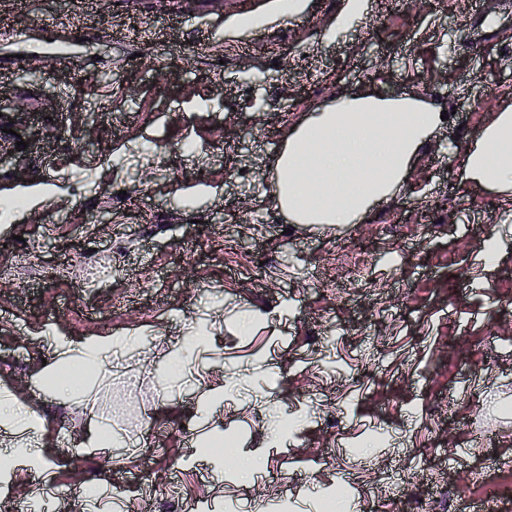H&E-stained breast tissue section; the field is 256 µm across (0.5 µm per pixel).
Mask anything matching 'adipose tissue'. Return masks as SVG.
I'll return each instance as SVG.
<instances>
[{
	"mask_svg": "<svg viewBox=\"0 0 512 512\" xmlns=\"http://www.w3.org/2000/svg\"><path fill=\"white\" fill-rule=\"evenodd\" d=\"M440 112L409 95L357 91L326 103L290 133L277 156L275 200L295 224H359L373 207L401 189L411 160L442 127ZM461 181L495 192L512 191V108L496 112L480 141L467 149ZM112 346L105 341L54 343L52 361L35 371L37 387L71 396L83 380L66 381L65 369L100 372ZM0 429L7 436L8 467H38L44 445L38 420L0 395Z\"/></svg>",
	"mask_w": 512,
	"mask_h": 512,
	"instance_id": "adipose-tissue-1",
	"label": "adipose tissue"
}]
</instances>
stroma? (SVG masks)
I'll return each mask as SVG.
<instances>
[{
    "label": "stroma",
    "instance_id": "1",
    "mask_svg": "<svg viewBox=\"0 0 512 512\" xmlns=\"http://www.w3.org/2000/svg\"><path fill=\"white\" fill-rule=\"evenodd\" d=\"M0 0V389L38 417L65 512L111 488L165 512H433L498 497L512 512V193L462 186L465 146L512 105V0ZM73 26L55 28L61 14ZM152 28L153 41L135 39ZM420 97L450 117L365 222L290 224L273 166L292 128L352 90ZM106 102L95 115L86 103ZM26 148H17V140ZM122 265L123 279L112 269ZM108 339L74 403L29 382L56 339ZM480 396L457 389L467 373ZM223 389V447L195 413ZM107 419L139 445L82 447ZM72 454H64V446ZM469 462L444 464L447 448ZM408 472L395 485L380 470Z\"/></svg>",
    "mask_w": 512,
    "mask_h": 512
}]
</instances>
